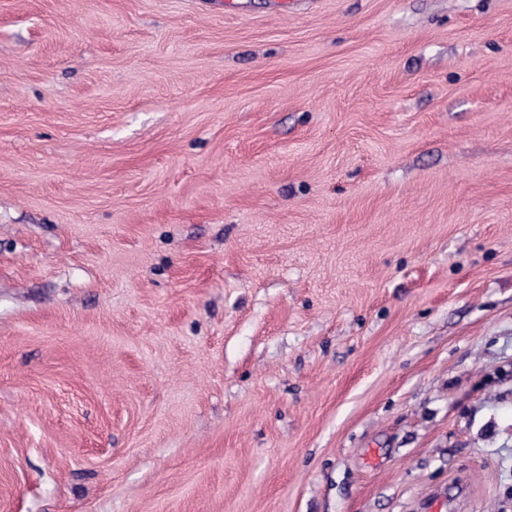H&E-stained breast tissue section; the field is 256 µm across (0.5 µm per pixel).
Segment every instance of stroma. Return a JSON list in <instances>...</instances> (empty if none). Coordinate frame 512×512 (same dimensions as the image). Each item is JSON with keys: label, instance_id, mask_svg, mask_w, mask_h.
Here are the masks:
<instances>
[{"label": "stroma", "instance_id": "1", "mask_svg": "<svg viewBox=\"0 0 512 512\" xmlns=\"http://www.w3.org/2000/svg\"><path fill=\"white\" fill-rule=\"evenodd\" d=\"M0 0V512H512V0Z\"/></svg>", "mask_w": 512, "mask_h": 512}]
</instances>
